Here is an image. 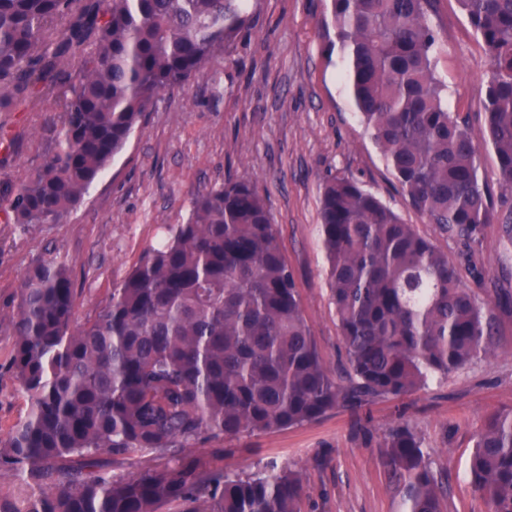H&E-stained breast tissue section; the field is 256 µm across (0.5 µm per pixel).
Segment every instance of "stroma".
<instances>
[{"label":"stroma","mask_w":512,"mask_h":512,"mask_svg":"<svg viewBox=\"0 0 512 512\" xmlns=\"http://www.w3.org/2000/svg\"><path fill=\"white\" fill-rule=\"evenodd\" d=\"M252 28L190 84L162 93L106 171L62 224H13L4 216L19 184L45 162V123L59 114L65 84L46 86L14 111L0 112L12 136L0 151V438L25 418L29 400L7 371L12 320L27 269L37 260L66 264L76 289L75 319L93 318L145 252L186 221L196 195L226 181L251 182L266 201L325 365L347 368L320 237L324 181L344 175L374 193L404 222L446 251L496 318L495 349L421 390L381 399L367 414L334 410L301 426L244 433L191 445L229 474L271 468L297 472L302 512H403L380 459L396 421L420 438L446 490L447 512H490L474 491L468 461L484 418L512 409V241L499 223L471 244L440 232L413 209L359 118L344 78L347 62L325 29L330 0H247ZM437 72L450 111L467 116L480 184L495 215L512 208L488 140L483 99L489 62L458 0H437Z\"/></svg>","instance_id":"1"}]
</instances>
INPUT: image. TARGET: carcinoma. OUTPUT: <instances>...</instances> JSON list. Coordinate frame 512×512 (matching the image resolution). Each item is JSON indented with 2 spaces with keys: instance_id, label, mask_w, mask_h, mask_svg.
<instances>
[{
  "instance_id": "cac0c4a2",
  "label": "carcinoma",
  "mask_w": 512,
  "mask_h": 512,
  "mask_svg": "<svg viewBox=\"0 0 512 512\" xmlns=\"http://www.w3.org/2000/svg\"><path fill=\"white\" fill-rule=\"evenodd\" d=\"M435 0H331L363 122L409 205L473 241L492 211L467 119L436 73ZM490 60L483 108L512 187V0H459ZM250 27L245 0H0V112L73 63L61 125L16 190V224H61L166 90L183 88ZM55 28L57 38L44 42ZM321 241L349 371L325 366L264 199L248 182L197 195L92 319L74 324L67 266L35 263L12 325L8 370L30 411L0 440V512H301L291 470L228 475L184 454L201 439L363 413L490 353L495 317L448 253L355 181L323 186ZM405 512H445L442 481L407 426L380 442ZM144 450L160 463L127 478ZM468 474L491 512H512V411L488 415ZM151 458L152 456L136 450L124 461L109 465L112 466V472L118 476H132L153 465Z\"/></svg>"
}]
</instances>
